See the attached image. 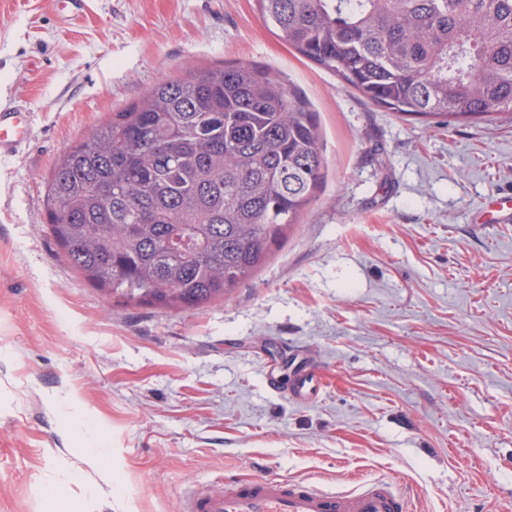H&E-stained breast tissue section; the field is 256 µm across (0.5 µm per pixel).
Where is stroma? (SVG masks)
<instances>
[{"label":"stroma","mask_w":512,"mask_h":512,"mask_svg":"<svg viewBox=\"0 0 512 512\" xmlns=\"http://www.w3.org/2000/svg\"><path fill=\"white\" fill-rule=\"evenodd\" d=\"M236 62L313 104L324 183L224 300L113 302L49 231L57 157L160 78ZM18 104L33 133L0 159V512H181L188 487L259 472L512 512V222L477 221L512 197V121L400 119L289 48L255 0H87L72 23L52 0H0V107ZM305 358L324 388L302 404ZM102 469L112 496L90 498ZM320 378L319 369L313 363H303L289 389L290 397L299 402L308 401L309 396L317 392L315 387L318 386Z\"/></svg>","instance_id":"obj_1"}]
</instances>
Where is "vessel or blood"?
Returning a JSON list of instances; mask_svg holds the SVG:
<instances>
[{
    "label": "vessel or blood",
    "mask_w": 512,
    "mask_h": 512,
    "mask_svg": "<svg viewBox=\"0 0 512 512\" xmlns=\"http://www.w3.org/2000/svg\"><path fill=\"white\" fill-rule=\"evenodd\" d=\"M32 135L25 107L0 110V158L18 155ZM321 375L310 362L298 369L289 395L304 402L314 394ZM407 497L396 481L360 479L347 490H328L318 484L273 474L224 478L187 491L182 512H410Z\"/></svg>",
    "instance_id": "obj_1"
}]
</instances>
